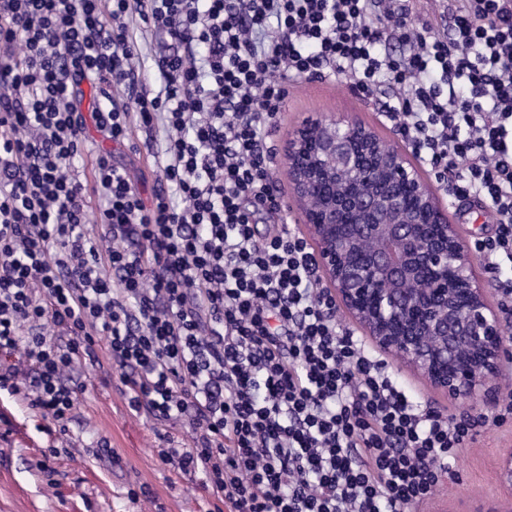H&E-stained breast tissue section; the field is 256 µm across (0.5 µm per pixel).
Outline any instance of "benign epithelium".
<instances>
[{
	"label": "benign epithelium",
	"mask_w": 512,
	"mask_h": 512,
	"mask_svg": "<svg viewBox=\"0 0 512 512\" xmlns=\"http://www.w3.org/2000/svg\"><path fill=\"white\" fill-rule=\"evenodd\" d=\"M283 161L336 307L431 390L494 408L512 326L420 162L355 117L323 114L291 130ZM372 237L386 247L365 250ZM423 279L430 287H403ZM496 475L504 496L460 497L450 510L512 512V448L500 452Z\"/></svg>",
	"instance_id": "benign-epithelium-1"
}]
</instances>
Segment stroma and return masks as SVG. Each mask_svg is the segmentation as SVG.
Wrapping results in <instances>:
<instances>
[{"label": "stroma", "mask_w": 512, "mask_h": 512, "mask_svg": "<svg viewBox=\"0 0 512 512\" xmlns=\"http://www.w3.org/2000/svg\"><path fill=\"white\" fill-rule=\"evenodd\" d=\"M385 103L382 97L363 99L351 80L342 76L292 82L270 134L278 192L288 190L281 157L286 134L309 114L352 113L381 138L402 145L401 136L383 115ZM86 133L88 150L110 153L114 165L135 172L144 201H151L164 179L145 150L112 142L92 127ZM445 203L449 222L460 225L465 242L493 233L495 226L479 200L449 197ZM82 380L85 388L66 437L41 432L40 413L22 404L11 410V427L0 424V512H229V505L218 503L198 480L179 476L159 458L160 434L170 435L182 446L191 441L187 430L133 414L119 380L104 381L99 369H86ZM103 438L110 440L116 462L96 457L97 443ZM60 444L67 450L54 460L57 475L50 480L37 463L43 451ZM504 448H512V418L479 432L474 442L457 449L447 479L412 512H443L463 495L487 500L503 496L495 464ZM143 484L149 486L152 498L131 500L129 490Z\"/></svg>", "instance_id": "35a3bbf8"}]
</instances>
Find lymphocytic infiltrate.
Segmentation results:
<instances>
[{
  "label": "lymphocytic infiltrate",
  "instance_id": "lymphocytic-infiltrate-1",
  "mask_svg": "<svg viewBox=\"0 0 512 512\" xmlns=\"http://www.w3.org/2000/svg\"><path fill=\"white\" fill-rule=\"evenodd\" d=\"M0 0V390L66 435L82 382L106 358L133 412L182 424L161 460L232 512H405L451 454L501 417L418 408L336 321L307 242L257 239L276 208L270 127L288 82L345 75L391 92L399 133L457 197L491 211L473 243L512 264V0ZM169 52L149 84L133 34ZM395 39L401 58L383 55ZM114 142L141 144L183 197L145 203L112 157L91 180L77 89ZM123 87V96L112 94ZM98 203L97 223L87 221ZM105 339L104 354L95 350Z\"/></svg>",
  "mask_w": 512,
  "mask_h": 512
}]
</instances>
